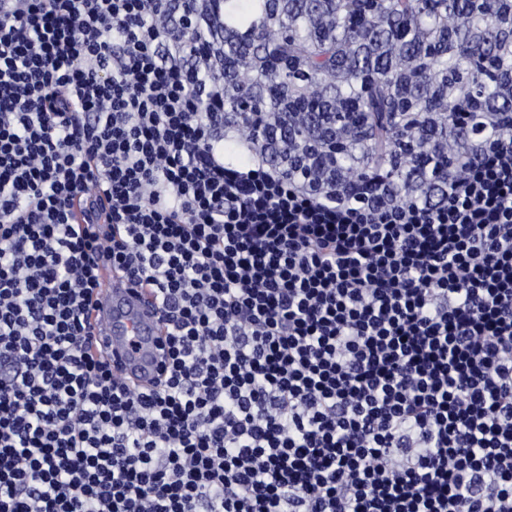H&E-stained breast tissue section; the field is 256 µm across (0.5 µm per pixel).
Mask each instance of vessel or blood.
Listing matches in <instances>:
<instances>
[{
	"label": "vessel or blood",
	"instance_id": "1",
	"mask_svg": "<svg viewBox=\"0 0 512 512\" xmlns=\"http://www.w3.org/2000/svg\"><path fill=\"white\" fill-rule=\"evenodd\" d=\"M92 323L103 355L122 377L140 385L155 377L164 358L165 329L147 290L104 272Z\"/></svg>",
	"mask_w": 512,
	"mask_h": 512
}]
</instances>
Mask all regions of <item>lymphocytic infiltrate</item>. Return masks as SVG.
I'll list each match as a JSON object with an SVG mask.
<instances>
[{"instance_id":"lymphocytic-infiltrate-1","label":"lymphocytic infiltrate","mask_w":512,"mask_h":512,"mask_svg":"<svg viewBox=\"0 0 512 512\" xmlns=\"http://www.w3.org/2000/svg\"><path fill=\"white\" fill-rule=\"evenodd\" d=\"M228 39L224 0H0V512H512V113L339 168L333 112L225 111ZM106 268L158 299L150 385L93 351Z\"/></svg>"}]
</instances>
